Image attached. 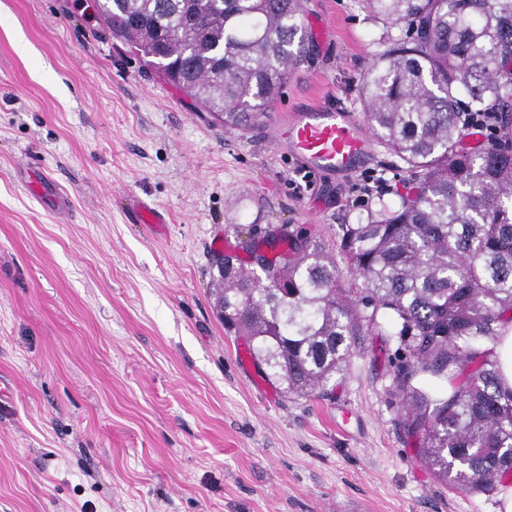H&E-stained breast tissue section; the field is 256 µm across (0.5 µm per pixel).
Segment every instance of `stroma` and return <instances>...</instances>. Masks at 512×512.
I'll use <instances>...</instances> for the list:
<instances>
[{
  "label": "stroma",
  "instance_id": "obj_1",
  "mask_svg": "<svg viewBox=\"0 0 512 512\" xmlns=\"http://www.w3.org/2000/svg\"><path fill=\"white\" fill-rule=\"evenodd\" d=\"M309 52L271 110L362 112L407 31L303 0ZM384 198L410 188L378 147ZM259 128L225 130L115 37L94 0H0V512H496L424 467L366 337L320 396L289 395L218 315L217 267L287 226L339 254L361 175L302 187ZM167 211L158 229L126 211ZM223 237L229 252L216 250Z\"/></svg>",
  "mask_w": 512,
  "mask_h": 512
}]
</instances>
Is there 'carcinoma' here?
Listing matches in <instances>:
<instances>
[{
    "instance_id": "1",
    "label": "carcinoma",
    "mask_w": 512,
    "mask_h": 512,
    "mask_svg": "<svg viewBox=\"0 0 512 512\" xmlns=\"http://www.w3.org/2000/svg\"><path fill=\"white\" fill-rule=\"evenodd\" d=\"M409 40L373 62L361 89L374 136L412 173L340 225L346 270L284 231L257 267L224 257L222 319L289 394L325 391L375 331L404 349L393 386L402 426L435 475L467 492L512 479V390L487 344L512 321V0H365ZM112 34L226 130L270 110L306 56L302 0H99ZM490 112L489 147L462 146ZM462 378L445 395L422 374ZM488 112H474L470 115L468 131L465 132L464 144L466 148H470L474 146L473 143L470 142L469 134H472L470 130L476 131L483 141L486 143V140L489 141L492 137L497 134V129L492 122V119Z\"/></svg>"
}]
</instances>
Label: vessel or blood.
I'll return each mask as SVG.
<instances>
[{"instance_id": "obj_1", "label": "vessel or blood", "mask_w": 512, "mask_h": 512, "mask_svg": "<svg viewBox=\"0 0 512 512\" xmlns=\"http://www.w3.org/2000/svg\"><path fill=\"white\" fill-rule=\"evenodd\" d=\"M263 131L275 151L330 181L355 174L376 155L368 126L342 102L301 107L266 123ZM132 214L140 224L166 221L162 210L144 200L136 201Z\"/></svg>"}]
</instances>
